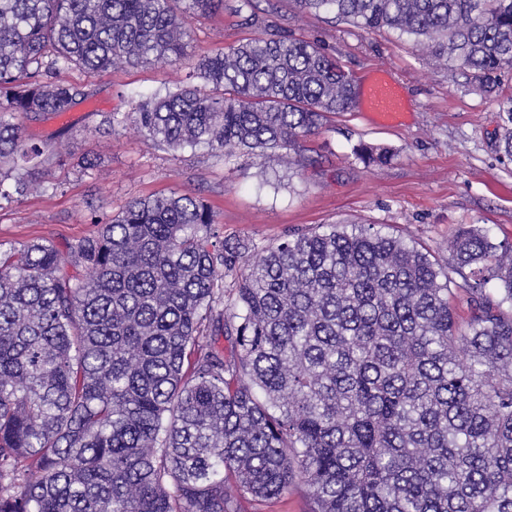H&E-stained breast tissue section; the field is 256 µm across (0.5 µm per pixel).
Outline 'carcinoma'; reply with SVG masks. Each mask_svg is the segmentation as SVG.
<instances>
[{"mask_svg":"<svg viewBox=\"0 0 512 512\" xmlns=\"http://www.w3.org/2000/svg\"><path fill=\"white\" fill-rule=\"evenodd\" d=\"M292 2L398 29L484 92L512 72V0ZM222 5L0 0V200L39 187L44 148L19 119L90 97L60 69L177 62L187 16ZM194 76L128 113L172 150L291 151L355 98L333 56L283 32ZM499 117L512 161V94ZM215 224L172 193L65 255L0 247V512H240L296 485L308 512H512V245L463 224L444 267L374 224H331L252 262Z\"/></svg>","mask_w":512,"mask_h":512,"instance_id":"carcinoma-1","label":"carcinoma"}]
</instances>
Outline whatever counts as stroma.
Segmentation results:
<instances>
[{
	"label": "stroma",
	"instance_id": "35a3bbf8",
	"mask_svg": "<svg viewBox=\"0 0 512 512\" xmlns=\"http://www.w3.org/2000/svg\"><path fill=\"white\" fill-rule=\"evenodd\" d=\"M188 28L179 63L58 73L93 96L65 117L24 121L26 133L47 141L53 154L39 168L48 190L0 204L1 244L46 240L62 249L133 200L173 192L203 198L217 214L221 240H251L259 253L288 232L328 224L380 225L442 265L463 224L512 244V164L495 150L497 97L479 91L468 72L436 67L399 32L368 33L290 0H224L215 13L189 16ZM275 30L319 43L356 85L384 72L404 90L407 123L383 126L354 106L303 140L301 155L313 163L291 170L275 152L257 160L161 148L127 119L138 100L183 82L199 58ZM362 142L390 147L394 156L365 167L352 153Z\"/></svg>",
	"mask_w": 512,
	"mask_h": 512
}]
</instances>
